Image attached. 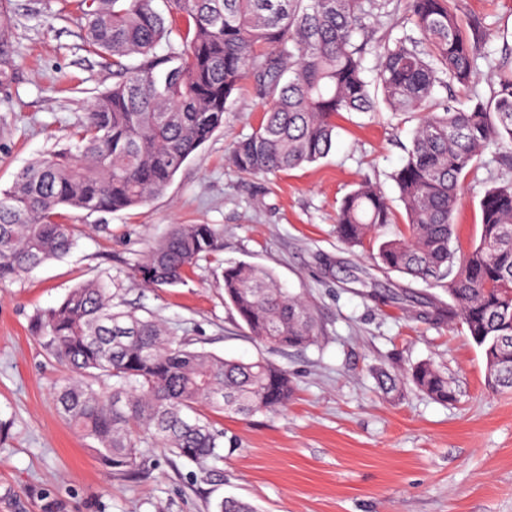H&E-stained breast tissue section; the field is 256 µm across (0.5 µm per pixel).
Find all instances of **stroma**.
<instances>
[{"mask_svg": "<svg viewBox=\"0 0 512 512\" xmlns=\"http://www.w3.org/2000/svg\"><path fill=\"white\" fill-rule=\"evenodd\" d=\"M17 79L0 92V189L28 163L71 142L112 66L86 46L66 0H10ZM478 21L485 56L472 93L489 98L512 62V0H459ZM261 111L244 86L224 128L146 206L117 212L66 210L76 246L0 288V512H215L227 497L257 512H512V391L486 383V361L461 325L431 321L412 297L448 303L444 289L398 272L372 271L369 250L336 234V210L362 179L397 203L391 173L403 162L415 118L341 114L336 146L313 164L239 173L228 156ZM512 181L487 150L463 182L455 245L479 241L486 188ZM174 224H211L223 251L200 260L185 284L147 288L132 276ZM245 261L268 268L311 306L313 343L274 350L252 337L224 298L222 271ZM102 277L123 309L161 318L170 333L227 359L264 357L286 370V408L224 416V459L197 465L148 448L144 470L116 478L87 440L56 414L63 367L31 329L74 286ZM421 361L437 365L456 398L430 399L413 386L383 395L375 373Z\"/></svg>", "mask_w": 512, "mask_h": 512, "instance_id": "1", "label": "stroma"}]
</instances>
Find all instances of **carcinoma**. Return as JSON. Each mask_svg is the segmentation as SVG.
Instances as JSON below:
<instances>
[{
  "label": "carcinoma",
  "mask_w": 512,
  "mask_h": 512,
  "mask_svg": "<svg viewBox=\"0 0 512 512\" xmlns=\"http://www.w3.org/2000/svg\"><path fill=\"white\" fill-rule=\"evenodd\" d=\"M89 50L112 62L117 82L99 94L73 132L75 142L22 168L0 191V284L66 255L76 244L60 209L117 212L160 193L183 164L224 125L243 82L263 111L252 133L235 142L239 172L286 171L326 157L335 118L369 113L384 103L415 112L419 122L404 163L391 178L406 217L404 233L379 243L376 266L445 288L451 303L436 320L458 321L486 360L488 382L512 389V182L480 201L479 243L466 255L452 246L462 182L493 148L512 163V71L489 100L466 108L442 93L467 88L481 52L480 26L463 22L453 0H404L417 30L356 40L369 16L390 0H73ZM168 52L159 54L161 42ZM11 17L0 0V90L15 81ZM378 64L368 76L366 56ZM138 56L139 63L124 59ZM396 223L388 199L371 182L348 193L336 233L349 246L376 239ZM224 249L212 224H174L134 268L151 287L186 282L197 262ZM224 294L263 343L310 344L315 318L267 270L237 263L224 269ZM45 349L69 376L55 388L58 416L89 441L115 477L145 467L144 448H163L193 463L224 459V429L209 412L247 418L288 404L292 384L277 364L224 359L177 339L153 316L114 303L112 282L72 288L37 316ZM386 395L405 382L435 400L455 392L448 377L423 361L403 374L377 375ZM216 512H256L228 497Z\"/></svg>",
  "instance_id": "carcinoma-1"
}]
</instances>
